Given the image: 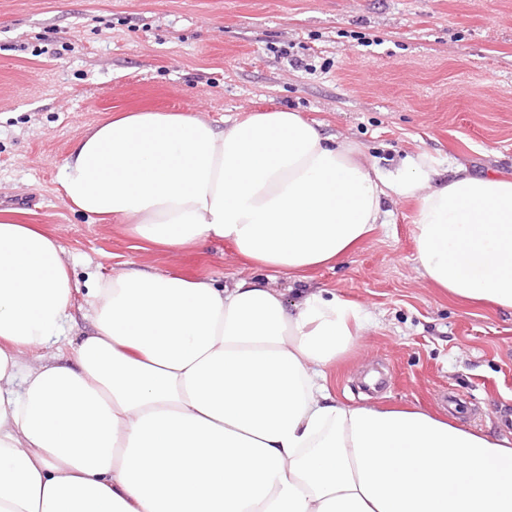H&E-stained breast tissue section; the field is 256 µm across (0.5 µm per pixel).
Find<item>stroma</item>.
I'll return each mask as SVG.
<instances>
[{
	"instance_id": "35a3bbf8",
	"label": "stroma",
	"mask_w": 512,
	"mask_h": 512,
	"mask_svg": "<svg viewBox=\"0 0 512 512\" xmlns=\"http://www.w3.org/2000/svg\"><path fill=\"white\" fill-rule=\"evenodd\" d=\"M268 109L356 143L389 175L422 156L434 182L460 165L512 175V0H0V212L31 213L80 289L126 269L255 277L223 243L152 246L71 211L58 188L76 142L111 114L189 112L220 130ZM386 207V226L339 265L273 287L292 299L325 288L367 314L329 371L340 401L512 438V311L433 286L415 203Z\"/></svg>"
}]
</instances>
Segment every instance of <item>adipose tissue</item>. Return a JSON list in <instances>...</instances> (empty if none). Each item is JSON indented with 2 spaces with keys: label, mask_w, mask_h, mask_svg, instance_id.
I'll return each mask as SVG.
<instances>
[{
  "label": "adipose tissue",
  "mask_w": 512,
  "mask_h": 512,
  "mask_svg": "<svg viewBox=\"0 0 512 512\" xmlns=\"http://www.w3.org/2000/svg\"><path fill=\"white\" fill-rule=\"evenodd\" d=\"M298 113L218 131L125 112L66 160L63 201L166 248L231 245L261 277L121 271L79 294L61 245L0 218V512H512V441L419 408L350 406L328 370L362 336L354 302L270 280L337 263L416 200L425 277L512 310V178L425 161L388 176ZM94 315L65 363H23Z\"/></svg>",
  "instance_id": "1"
}]
</instances>
